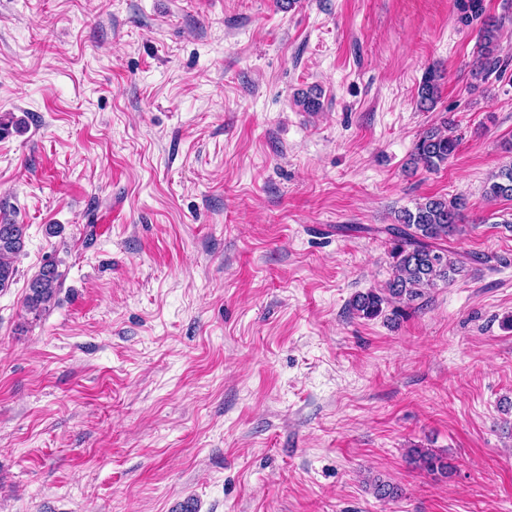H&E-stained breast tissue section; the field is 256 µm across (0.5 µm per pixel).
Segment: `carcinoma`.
<instances>
[{
  "label": "carcinoma",
  "mask_w": 512,
  "mask_h": 512,
  "mask_svg": "<svg viewBox=\"0 0 512 512\" xmlns=\"http://www.w3.org/2000/svg\"><path fill=\"white\" fill-rule=\"evenodd\" d=\"M459 19L468 23L485 13L484 0H456ZM500 23L492 18L483 20L479 30L478 65L474 78L487 75L498 60L494 57ZM441 71L432 66L426 71L417 90V106L421 111L431 110L438 101ZM460 141L449 134L448 121L441 126H431L419 134L410 163L428 171L448 163L458 150ZM484 195L491 201H512V165L502 166L488 179ZM467 202L464 198L424 197L414 209L397 212L396 223L374 229L389 238L392 279L383 289H369L357 293L349 303L351 313L359 318L372 320L381 316L384 309L392 307L393 316L423 298L437 282L448 283L457 272L455 261L448 255L445 241L458 232ZM26 225L0 224V290L14 282L16 268L13 258L25 247ZM61 274L56 264L44 263L29 281L24 297V307L39 315L55 303L59 292ZM408 456L421 470L429 474H448L450 465L441 455L425 448H411ZM373 494L378 499H393L397 489L380 478L370 481Z\"/></svg>",
  "instance_id": "obj_1"
}]
</instances>
